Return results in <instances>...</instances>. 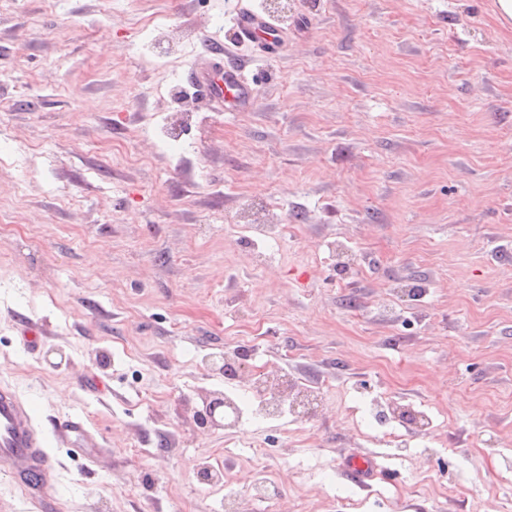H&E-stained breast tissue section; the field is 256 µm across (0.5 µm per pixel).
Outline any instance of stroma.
<instances>
[{"label":"stroma","mask_w":512,"mask_h":512,"mask_svg":"<svg viewBox=\"0 0 512 512\" xmlns=\"http://www.w3.org/2000/svg\"><path fill=\"white\" fill-rule=\"evenodd\" d=\"M282 4L0 0V382L61 512H512V27L496 0ZM246 7L276 55L235 39ZM215 32L248 111L186 80ZM260 376L307 405L260 415ZM213 393L235 426L199 427ZM73 414L95 460L50 438Z\"/></svg>","instance_id":"1"}]
</instances>
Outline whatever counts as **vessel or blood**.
<instances>
[{
    "label": "vessel or blood",
    "instance_id": "vessel-or-blood-1",
    "mask_svg": "<svg viewBox=\"0 0 512 512\" xmlns=\"http://www.w3.org/2000/svg\"><path fill=\"white\" fill-rule=\"evenodd\" d=\"M235 31L240 39L258 42L266 54L276 53L279 31L271 19L254 11L243 12L235 21ZM207 47L209 60L188 75V83L219 108L248 110L253 90L243 68L225 55L219 38L208 37ZM53 434L57 443L69 448L86 450L96 445L79 416L58 421ZM53 472V459L33 425L30 409L12 388L0 386V474L10 476L19 489L34 498L37 512H49L54 506L49 497Z\"/></svg>",
    "mask_w": 512,
    "mask_h": 512
}]
</instances>
